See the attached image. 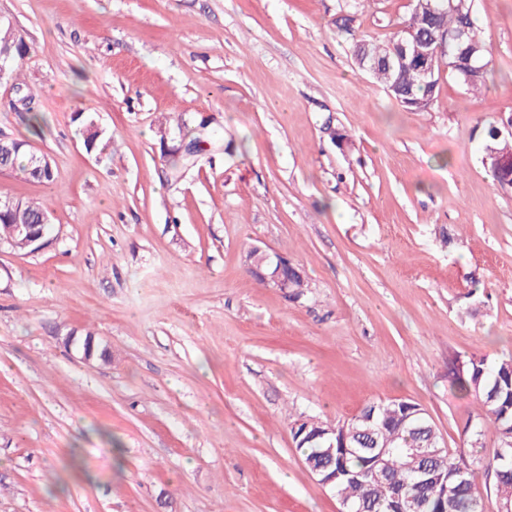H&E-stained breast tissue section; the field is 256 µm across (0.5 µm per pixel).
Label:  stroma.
Listing matches in <instances>:
<instances>
[{"mask_svg": "<svg viewBox=\"0 0 512 512\" xmlns=\"http://www.w3.org/2000/svg\"><path fill=\"white\" fill-rule=\"evenodd\" d=\"M342 2L0 0L31 46L0 135L55 173H0L53 227L37 252L0 244V512H338L290 424L379 400L463 451L479 405L448 364L512 353V187L480 137L512 115V0H474L487 89L446 78L412 113L355 67ZM409 10L360 0V30ZM254 247L306 295L258 282Z\"/></svg>", "mask_w": 512, "mask_h": 512, "instance_id": "35a3bbf8", "label": "stroma"}]
</instances>
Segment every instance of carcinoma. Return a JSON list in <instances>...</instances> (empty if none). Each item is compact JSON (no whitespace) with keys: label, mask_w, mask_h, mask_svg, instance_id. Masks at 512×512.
Segmentation results:
<instances>
[{"label":"carcinoma","mask_w":512,"mask_h":512,"mask_svg":"<svg viewBox=\"0 0 512 512\" xmlns=\"http://www.w3.org/2000/svg\"><path fill=\"white\" fill-rule=\"evenodd\" d=\"M435 11L410 4L408 19L385 42L375 41L358 32L357 12L351 3L341 7L344 15L336 18V30L349 42L354 64L364 57L371 66L370 78L391 97L404 112H424L441 89L440 73L422 82L418 63L401 58L396 49L406 38H429L439 30H465L460 48L474 52L472 65L480 72L469 78L448 68V78L467 90L479 92L487 85L490 51L481 38L473 18V0H455L448 9V0H434ZM0 50L10 54V62L0 68V81L15 80L18 64L30 52L22 33L9 24L0 26ZM9 149L3 150L0 165L18 169L26 178L48 184L54 180L51 168H39L38 160L28 144L6 139ZM492 148L500 154L512 153V137L503 134V125L485 128L482 154ZM48 214L40 202L0 196V240L12 248L30 252L33 245L19 233L26 224L33 231L48 234L50 227L42 223ZM288 282L290 297L304 296L308 283L293 266L280 271ZM451 385L462 395L473 397L482 414L477 420L467 419L463 434L472 453L471 466L460 472L458 458L446 451L422 463L428 473L409 467L406 454L410 448H430L432 438H440L433 420L419 404L411 400L377 401L365 406L356 416L336 423L308 418L291 426L293 441L305 465L326 468L336 475L328 491L350 507V512H483V500L475 481L480 467L492 473L493 493L500 512H512V356L489 359L472 354L450 369ZM347 428L351 435L347 449L340 448L341 435L331 429ZM495 434L498 447L484 458L482 440L486 432ZM448 496V502L442 497Z\"/></svg>","instance_id":"cac0c4a2"}]
</instances>
